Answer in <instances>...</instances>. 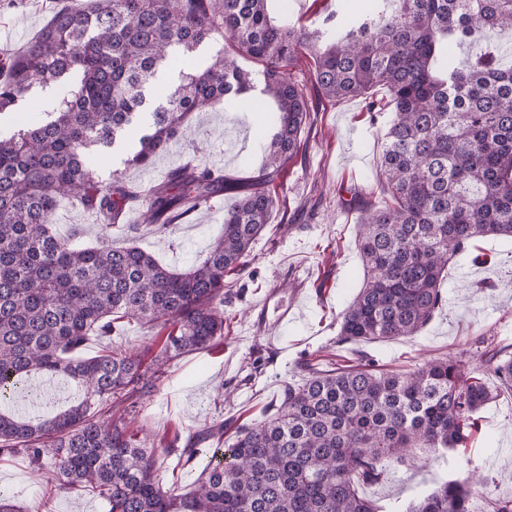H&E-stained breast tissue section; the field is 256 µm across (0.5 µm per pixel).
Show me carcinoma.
Listing matches in <instances>:
<instances>
[{"label":"carcinoma","mask_w":512,"mask_h":512,"mask_svg":"<svg viewBox=\"0 0 512 512\" xmlns=\"http://www.w3.org/2000/svg\"><path fill=\"white\" fill-rule=\"evenodd\" d=\"M270 0H84L56 11L25 49L5 59L0 114L32 93L64 84L44 121L0 135V451L51 461V478L97 490L108 512H380L360 493L418 448H464L480 409L512 389V348L485 338L467 357L420 367L309 363L267 417L236 431L225 448H202L205 431L181 449L201 460L187 492L163 486L164 460L150 436L128 432L117 414L155 391L166 363L224 338V289L247 265L251 245L278 210L270 186L304 146L313 100L366 99L381 133L387 195L360 220L363 287L341 316L338 343L365 345L417 334L442 306L448 265L480 238H512V54L484 34L512 30V0H378L372 12H335L309 30ZM221 38L201 69L186 54ZM469 43L465 66L448 41ZM261 63L253 74L236 56ZM313 60L311 84L290 75ZM179 69L166 104L143 111L159 67ZM382 86L386 103L368 95ZM273 103L278 128L247 191L226 211L209 249L183 270L137 246L115 248L112 232L136 207L142 223L173 231L194 209L231 189L224 176L187 162L149 187L114 170L100 179L95 153L144 124L126 164L147 169L183 136L193 113L255 94ZM98 218L101 244L79 248L53 215L63 201ZM168 330L155 370L107 338L124 321ZM97 355L80 352L90 337ZM491 371L497 386L483 379ZM66 378L76 401L54 416L14 409L34 380ZM491 482L469 466L421 496L407 512H474Z\"/></svg>","instance_id":"obj_1"}]
</instances>
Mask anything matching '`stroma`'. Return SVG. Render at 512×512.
Here are the masks:
<instances>
[{"mask_svg":"<svg viewBox=\"0 0 512 512\" xmlns=\"http://www.w3.org/2000/svg\"><path fill=\"white\" fill-rule=\"evenodd\" d=\"M63 0H0V59L22 51ZM296 24L314 27L322 10L360 14L373 0H288ZM276 121L263 100L231 103L221 112H199L190 123L197 151L173 144L147 170L125 167V156L113 151L99 160V171L124 169L128 181L149 185L164 179L175 166L193 161L213 169L235 185L257 174L262 146ZM305 145L275 184L277 203L285 204V223H272L253 244L248 266L224 300V338L217 347L172 360L153 395L125 416L129 430L144 431L155 448L171 440H187L199 431L223 427L229 443L235 429L263 420L284 386L299 382L304 356L316 363L356 365L371 359L390 371L411 370L425 360L466 352L476 336L512 344V240L482 238L448 266L444 301L416 335L368 345H340V314L362 286L363 264L357 246L358 224L366 207L385 196L377 129L362 99L322 101L304 134ZM234 194L213 199L195 210L172 233L144 228L134 240L112 237L149 252L162 264L184 268L204 253L218 235L224 209ZM53 221L57 232L78 234L84 246L97 244L100 228L94 214L62 203ZM273 289L298 296L303 316L290 324L283 345L266 342L267 328L258 322V305ZM479 432L467 447L444 459L408 462L390 470L363 494L383 512H405L423 494L467 465L492 478L489 496L512 498V393L501 394L480 413ZM0 490L22 512H107L96 492L55 486L38 476L22 453L0 454Z\"/></svg>","mask_w":512,"mask_h":512,"instance_id":"stroma-1","label":"stroma"}]
</instances>
